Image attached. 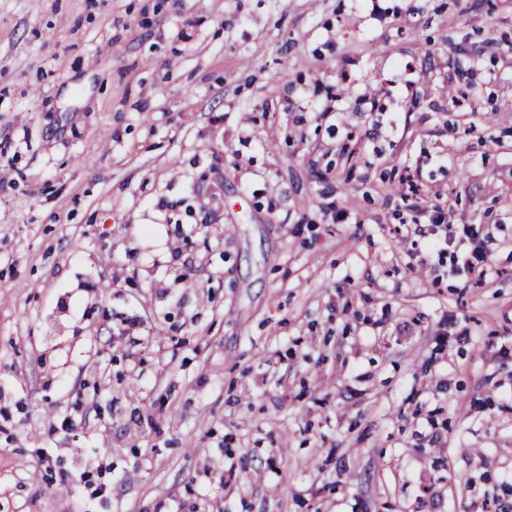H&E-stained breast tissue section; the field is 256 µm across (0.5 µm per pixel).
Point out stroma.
I'll return each instance as SVG.
<instances>
[{
	"mask_svg": "<svg viewBox=\"0 0 512 512\" xmlns=\"http://www.w3.org/2000/svg\"><path fill=\"white\" fill-rule=\"evenodd\" d=\"M80 505L512 508V0H0V512ZM428 224L426 229H419L428 240V246L439 253L447 252V247L457 249L452 252L456 263L461 261L462 265L479 280L491 272V258L485 246L486 240L482 237L479 229L469 224H463L461 230L454 236L448 235V213L436 208L427 216ZM446 245V248L443 247Z\"/></svg>",
	"mask_w": 512,
	"mask_h": 512,
	"instance_id": "stroma-1",
	"label": "stroma"
}]
</instances>
